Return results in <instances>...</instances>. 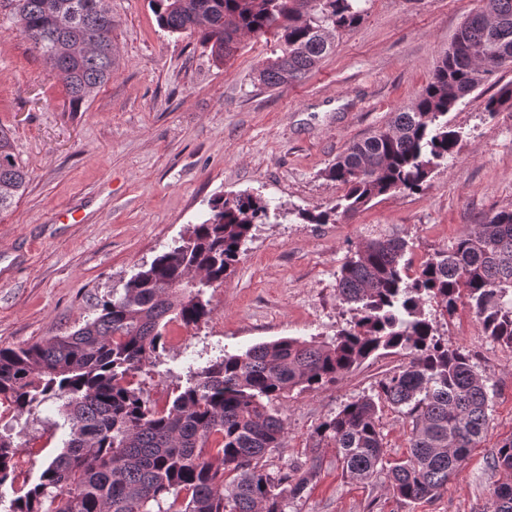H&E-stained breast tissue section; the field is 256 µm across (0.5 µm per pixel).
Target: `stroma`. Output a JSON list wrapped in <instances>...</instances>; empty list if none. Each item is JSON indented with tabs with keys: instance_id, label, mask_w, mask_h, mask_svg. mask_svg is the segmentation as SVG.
<instances>
[{
	"instance_id": "35a3bbf8",
	"label": "stroma",
	"mask_w": 512,
	"mask_h": 512,
	"mask_svg": "<svg viewBox=\"0 0 512 512\" xmlns=\"http://www.w3.org/2000/svg\"><path fill=\"white\" fill-rule=\"evenodd\" d=\"M109 5L116 71L76 106L19 32L10 0H0V127L29 174L21 198L0 212V347L42 342L93 318L99 301L122 293L208 215L214 196H260L270 218L252 227L234 272L211 289V317L192 330L170 322L164 351L134 377L162 406L190 371L225 354L285 337L327 340L346 327L352 313L336 278L355 246L403 238L416 267L512 208V109L484 110L512 83L508 69L449 112L459 152L426 190L378 197L333 224L296 216L336 204L342 190L325 169L415 101L477 0H370L364 19L306 79L279 88L257 79L272 39L245 37L219 63L197 35L161 29L149 0ZM62 209L72 218L59 217ZM425 311L444 339L474 354L491 398L487 436L440 494L415 502L394 495L386 473L350 480L335 448H320L317 477L286 512H488L493 485L512 478L488 465L491 449L512 434V348L485 336L468 307L450 317L433 303ZM406 363L382 350L335 385L273 399L286 430L266 470L276 476L304 465L316 427ZM377 420L386 459L404 456L409 419L385 405ZM60 421L51 402L20 416L0 404V432L21 449L14 483L0 486V512L60 451Z\"/></svg>"
}]
</instances>
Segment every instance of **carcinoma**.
Listing matches in <instances>:
<instances>
[{
  "label": "carcinoma",
  "mask_w": 512,
  "mask_h": 512,
  "mask_svg": "<svg viewBox=\"0 0 512 512\" xmlns=\"http://www.w3.org/2000/svg\"><path fill=\"white\" fill-rule=\"evenodd\" d=\"M16 26L78 106L112 79L114 23L107 0H13ZM150 0L159 27L191 32L219 61L232 58L245 35L272 36L279 53L258 81L278 88L306 78L355 27L369 0ZM457 36L467 51L446 55L407 109L387 126L353 142L325 170L344 189L335 206L297 211L308 224H334L387 194L423 191L434 170L454 157L460 133L445 120L458 100L497 71L512 67V0H479ZM83 44L72 57L65 47ZM512 107V86L490 96L493 115ZM28 173L10 136L0 131V211L22 196ZM210 216L179 245L157 255L123 288L102 300L77 329L25 348H0V401L18 414L59 403L68 427L62 449L38 481L12 500L10 512H285L321 468L318 449L336 448L350 479L370 481L388 469L394 495L416 501L445 489L487 431L489 387L472 351L452 346L428 319L466 304L485 335L512 348V209L501 210L409 274L407 242L372 239L355 249L336 279L355 315L329 342L281 338L226 354L171 392L159 410L132 378L165 349L177 321L196 328L212 314L207 290L239 261L268 203L247 193L215 196ZM379 350H401L409 362L322 422L305 466L274 477L263 465L283 447L285 427L266 402L298 388L338 383ZM411 420L409 453L384 461L378 404ZM20 448L0 433V486L14 481ZM492 469L512 471V435L491 449ZM491 512H512V482L494 485Z\"/></svg>",
  "instance_id": "cac0c4a2"
}]
</instances>
